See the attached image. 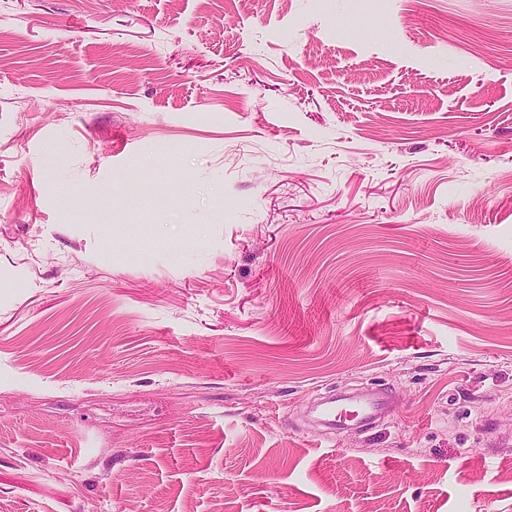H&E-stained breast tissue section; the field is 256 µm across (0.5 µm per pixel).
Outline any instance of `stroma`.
Returning <instances> with one entry per match:
<instances>
[{
  "instance_id": "35a3bbf8",
  "label": "stroma",
  "mask_w": 512,
  "mask_h": 512,
  "mask_svg": "<svg viewBox=\"0 0 512 512\" xmlns=\"http://www.w3.org/2000/svg\"><path fill=\"white\" fill-rule=\"evenodd\" d=\"M0 512H512V0H0ZM359 422L372 423L377 417H381L391 408L389 399L381 392L370 397L360 398L352 402Z\"/></svg>"
}]
</instances>
